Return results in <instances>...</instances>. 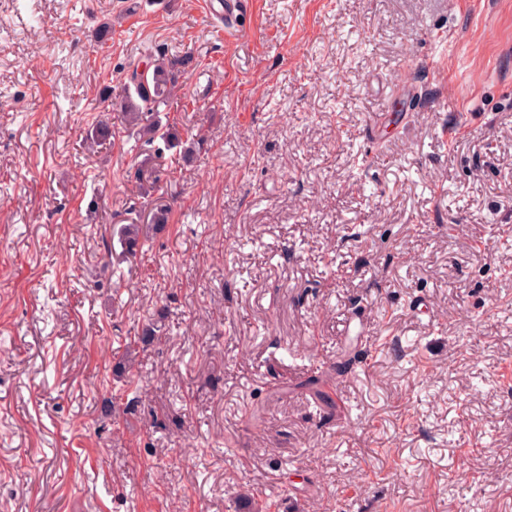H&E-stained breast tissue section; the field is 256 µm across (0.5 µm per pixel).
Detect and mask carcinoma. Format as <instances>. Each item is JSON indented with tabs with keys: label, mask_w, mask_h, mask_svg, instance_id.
I'll return each mask as SVG.
<instances>
[{
	"label": "carcinoma",
	"mask_w": 512,
	"mask_h": 512,
	"mask_svg": "<svg viewBox=\"0 0 512 512\" xmlns=\"http://www.w3.org/2000/svg\"><path fill=\"white\" fill-rule=\"evenodd\" d=\"M190 58L171 59L162 51L148 56L146 67L141 70H133L119 83V93L116 97L117 105L124 114L125 122L129 126L139 128L143 134L144 145L154 151L158 156L162 148L155 145L156 139H161L165 144L172 146L179 144L178 132L170 127H162L155 115L160 112V107L169 103L175 88L184 78ZM113 105L109 104L102 110V118L98 119L87 138V148L96 151L112 138V123L109 122ZM136 181L144 188V195H149L161 181V171L157 168H139L135 172ZM169 210L156 207L151 212L150 228L142 224H117L112 229V239L116 240L120 247V255L136 253L148 238L149 231L157 233L163 231L168 224Z\"/></svg>",
	"instance_id": "1"
}]
</instances>
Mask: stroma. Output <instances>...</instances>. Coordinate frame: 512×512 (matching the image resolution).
<instances>
[{
    "label": "stroma",
    "instance_id": "stroma-1",
    "mask_svg": "<svg viewBox=\"0 0 512 512\" xmlns=\"http://www.w3.org/2000/svg\"><path fill=\"white\" fill-rule=\"evenodd\" d=\"M210 2L0 0V512H512V0ZM160 48L117 263L145 153L81 144ZM190 62L188 57L171 59L163 51H158L148 56L143 70L136 69L128 73L119 83L120 91L114 97L117 103L114 104L111 100V104L101 111L100 117L103 118L96 121L90 137L87 138L88 150L94 152L98 146L112 138V123L109 122L108 115L112 114L110 112L114 105H119L127 125L139 127L144 145L149 146L155 156L162 152V148H156L157 138L163 140L168 147L179 144L178 132L170 126L163 129L159 121L153 118L161 112V106L168 105ZM169 220L168 208L156 207L151 212V224L150 228L155 233H160L165 229ZM148 228L144 227V224H116L112 229V247L110 251H115V239L119 245L121 251L118 256L135 254L140 247L144 245V242L148 238Z\"/></svg>",
    "mask_w": 512,
    "mask_h": 512
}]
</instances>
